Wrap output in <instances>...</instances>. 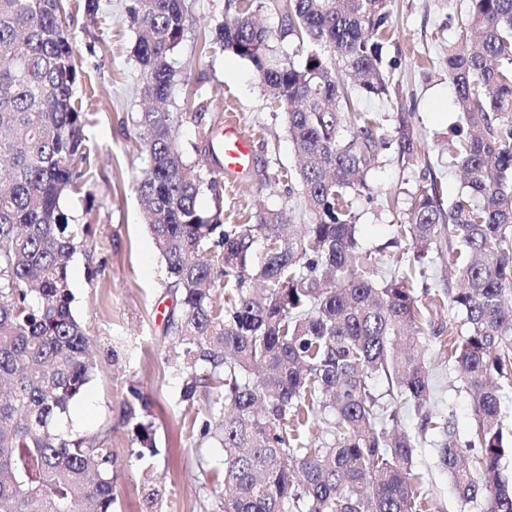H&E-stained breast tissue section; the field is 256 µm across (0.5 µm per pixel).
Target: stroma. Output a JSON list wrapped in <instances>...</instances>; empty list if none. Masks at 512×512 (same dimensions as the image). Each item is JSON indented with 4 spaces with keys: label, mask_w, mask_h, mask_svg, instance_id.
<instances>
[{
    "label": "stroma",
    "mask_w": 512,
    "mask_h": 512,
    "mask_svg": "<svg viewBox=\"0 0 512 512\" xmlns=\"http://www.w3.org/2000/svg\"><path fill=\"white\" fill-rule=\"evenodd\" d=\"M241 2L184 0L185 34L172 57L178 77L169 109L186 111L187 86L201 85L215 119L234 122L251 137L250 168L224 183L227 223H249L256 212L267 209L289 211L299 223L306 208L298 184L286 177L295 167V155L282 109L263 99L246 62L217 49L200 50L205 27L235 16ZM128 6L129 0H100L92 18L80 8L70 11L79 74L76 96L83 101L94 153L75 188L62 196L61 206L79 232L70 266L71 307L94 344L97 360L91 380L71 405L70 428L80 435L109 432L116 475L113 512H215L197 463L220 469L223 451L195 447L188 434L189 421L179 403L181 380L166 362L165 318L173 304L166 263L142 220L135 190L144 163L135 149L133 119L142 99ZM466 8V0L392 2L383 60L402 95L367 102L369 111L380 114L377 135L389 146L380 150L367 173V190L351 197L363 245L386 247L390 265L402 255L401 249L386 246L389 226L399 212L386 210L384 198L406 204L409 192L432 177L445 200L462 191L450 145L465 118L454 104L445 57L449 42L463 35ZM400 110L414 113V128L424 142L419 161L411 166L401 162L391 145L393 116ZM424 357L434 388L433 410L452 415L459 436H466L472 420L469 394L436 341H427ZM136 391L146 398L157 448L156 455L141 459L133 424L125 417ZM414 466L432 486L426 512H470L439 465L433 442L416 448Z\"/></svg>",
    "instance_id": "stroma-1"
}]
</instances>
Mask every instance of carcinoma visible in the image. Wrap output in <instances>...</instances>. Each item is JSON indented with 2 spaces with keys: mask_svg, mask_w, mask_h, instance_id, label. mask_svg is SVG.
Wrapping results in <instances>:
<instances>
[{
  "mask_svg": "<svg viewBox=\"0 0 512 512\" xmlns=\"http://www.w3.org/2000/svg\"><path fill=\"white\" fill-rule=\"evenodd\" d=\"M183 2L129 8L140 95L153 102L134 120L144 160L136 191L175 301L166 335L180 403L206 410L189 435L224 449V481L202 469L219 512H424L414 448L429 433L463 501L512 512L500 470L512 452V0H467L463 27L475 41L448 44V80L466 116L455 153L467 193L449 203L436 178L418 185L385 244L408 241L412 255L384 273L349 199L382 146L379 115L360 113L359 132L343 135L350 100L338 72L356 79L361 100L400 96L382 57L391 0H281L280 37L306 50L300 63L276 51L249 8L215 26L223 51L248 63L284 110L303 224L277 210L254 224L224 223L217 131L205 124L211 101L198 85L194 151L207 164L180 149L182 115L162 104L177 81L171 56L184 37ZM67 10V0H0V512H112L115 501L112 449L62 428L94 369L71 310L77 245L60 205L93 152L75 99ZM393 121L399 159L416 163L412 113ZM204 193L208 211L198 206ZM257 235L267 242L260 260ZM437 256L458 281L451 292L424 289L426 306L415 286ZM446 304L462 315L450 343L427 314ZM429 331L471 396L463 441L452 416L430 409ZM403 404L418 416L415 434L387 426ZM134 430L155 454L152 423Z\"/></svg>",
  "mask_w": 512,
  "mask_h": 512,
  "instance_id": "obj_1",
  "label": "carcinoma"
}]
</instances>
